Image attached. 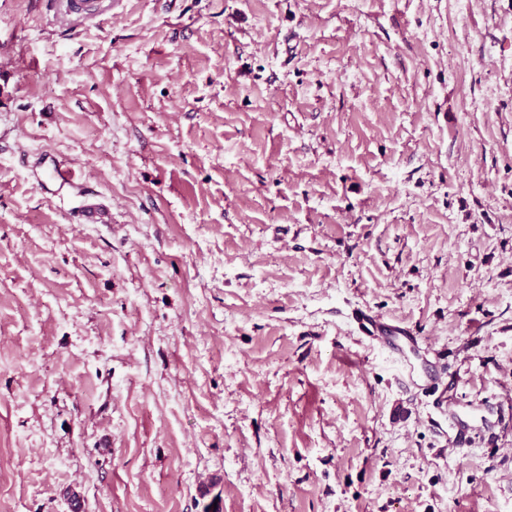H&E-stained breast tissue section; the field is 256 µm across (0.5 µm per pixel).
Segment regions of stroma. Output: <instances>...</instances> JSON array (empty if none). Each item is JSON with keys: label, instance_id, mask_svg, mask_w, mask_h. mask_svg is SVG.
Here are the masks:
<instances>
[{"label": "stroma", "instance_id": "35a3bbf8", "mask_svg": "<svg viewBox=\"0 0 512 512\" xmlns=\"http://www.w3.org/2000/svg\"><path fill=\"white\" fill-rule=\"evenodd\" d=\"M100 4L0 0V512H512V0ZM39 168H41V173L47 176V179L44 180L39 176L37 182L40 188L47 193L61 196L63 190L76 186L77 177L75 171L70 166L58 161L54 156L49 154L42 155L39 161ZM47 185H51L55 189H50ZM353 322L359 336L379 341L404 356L406 347L413 348L417 343V337L403 322L385 320L367 309L353 312Z\"/></svg>", "mask_w": 512, "mask_h": 512}]
</instances>
